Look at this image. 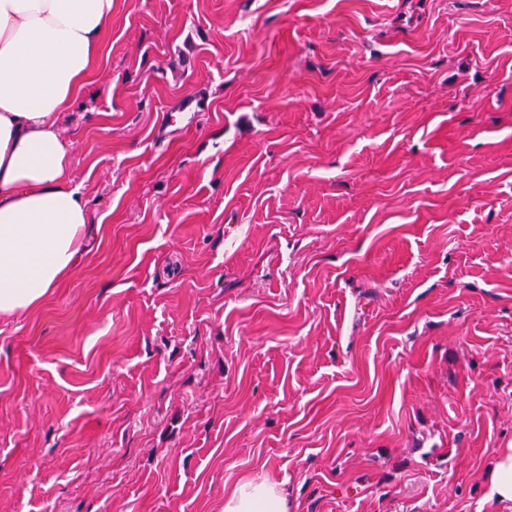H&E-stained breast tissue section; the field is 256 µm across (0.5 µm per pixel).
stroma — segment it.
<instances>
[{"mask_svg": "<svg viewBox=\"0 0 512 512\" xmlns=\"http://www.w3.org/2000/svg\"><path fill=\"white\" fill-rule=\"evenodd\" d=\"M99 230L0 317V512H507L512 0H114ZM489 480L497 501L512 505V448H504L496 455ZM288 495L268 479H247L224 493L220 512H293Z\"/></svg>", "mask_w": 512, "mask_h": 512, "instance_id": "1", "label": "stroma"}]
</instances>
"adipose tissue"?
I'll use <instances>...</instances> for the list:
<instances>
[{
  "instance_id": "1",
  "label": "adipose tissue",
  "mask_w": 512,
  "mask_h": 512,
  "mask_svg": "<svg viewBox=\"0 0 512 512\" xmlns=\"http://www.w3.org/2000/svg\"><path fill=\"white\" fill-rule=\"evenodd\" d=\"M114 0H0V315L40 305L72 275L90 231L60 117L102 51ZM220 512H291L277 483L247 479Z\"/></svg>"
}]
</instances>
